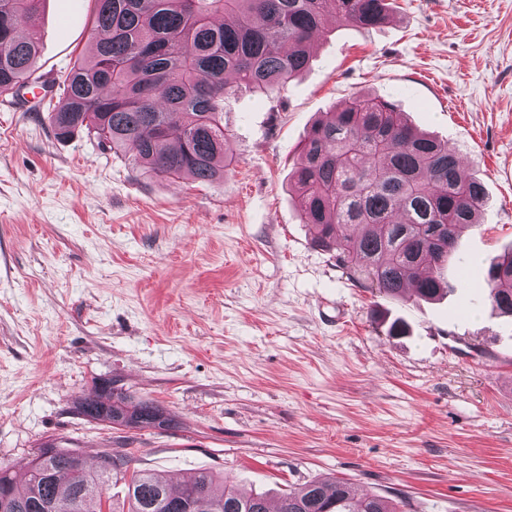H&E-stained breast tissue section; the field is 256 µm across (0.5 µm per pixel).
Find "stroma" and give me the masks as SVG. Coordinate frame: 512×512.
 <instances>
[{"mask_svg": "<svg viewBox=\"0 0 512 512\" xmlns=\"http://www.w3.org/2000/svg\"><path fill=\"white\" fill-rule=\"evenodd\" d=\"M93 10L44 0L35 73L54 98ZM312 55L273 97L225 101L234 162L208 183L56 139L50 109L0 108V466L55 441L175 485L209 469L275 500L337 478L401 512H512V317L486 288L512 247V0H395L379 29L330 22ZM364 91L486 187L441 301L355 282L288 191L313 122ZM396 317L408 336H388ZM103 381L176 427L85 420L76 402Z\"/></svg>", "mask_w": 512, "mask_h": 512, "instance_id": "35a3bbf8", "label": "stroma"}]
</instances>
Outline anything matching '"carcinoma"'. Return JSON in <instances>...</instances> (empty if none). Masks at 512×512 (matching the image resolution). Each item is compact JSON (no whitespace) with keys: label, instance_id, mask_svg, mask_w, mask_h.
Here are the masks:
<instances>
[{"label":"carcinoma","instance_id":"1","mask_svg":"<svg viewBox=\"0 0 512 512\" xmlns=\"http://www.w3.org/2000/svg\"><path fill=\"white\" fill-rule=\"evenodd\" d=\"M43 0H0V95L15 101L32 82L39 47L32 28ZM95 36L82 63L61 75L64 97L51 124L58 138L81 133L128 155L136 169L177 182L224 177L233 158L224 101L241 89L268 93L310 66L311 40L328 18L373 30L389 0H94ZM290 189L312 243L336 251L353 279L391 298L416 284L435 300L440 272L458 238L481 223L485 187L457 148L411 126L389 99L357 93L311 127ZM491 308L512 316V249L487 271ZM76 409L90 422L159 429L174 420L159 405L96 386ZM106 453L87 465L73 450L42 445L24 465L25 481L0 467V496L12 512H268L267 496L244 492L211 470L173 488L124 470ZM127 480L123 504H106L112 475ZM280 512H399L392 500L356 498L342 480H311L288 491Z\"/></svg>","mask_w":512,"mask_h":512}]
</instances>
